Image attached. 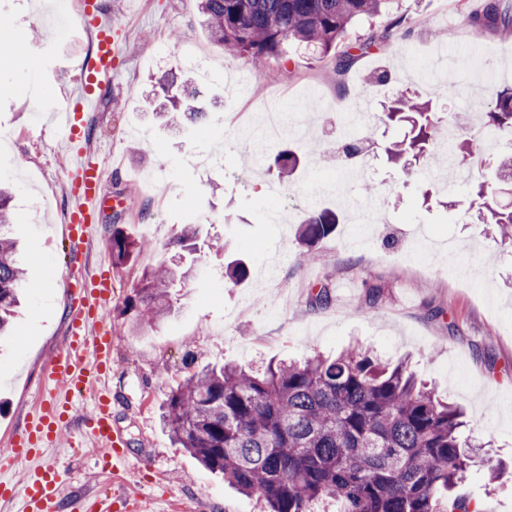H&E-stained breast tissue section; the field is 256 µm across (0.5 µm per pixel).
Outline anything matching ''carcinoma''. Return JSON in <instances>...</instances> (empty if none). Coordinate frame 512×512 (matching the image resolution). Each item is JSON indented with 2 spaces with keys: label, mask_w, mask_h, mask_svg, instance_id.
I'll return each mask as SVG.
<instances>
[{
  "label": "carcinoma",
  "mask_w": 512,
  "mask_h": 512,
  "mask_svg": "<svg viewBox=\"0 0 512 512\" xmlns=\"http://www.w3.org/2000/svg\"><path fill=\"white\" fill-rule=\"evenodd\" d=\"M199 2L202 26L214 44L249 56L261 78L265 60L286 53L290 42L333 56L334 71L343 75L371 46L408 33L398 16L382 32L338 49L356 20L380 14L389 0ZM466 23L479 33L511 34L512 3L483 0ZM156 84L165 96L161 108L169 104L189 122L207 120L209 112L189 106L197 95L190 78L167 72ZM484 115L489 129L512 128V88H494ZM380 120L408 122L415 131L410 140L390 147L396 160L428 150L441 122L428 104L407 96L394 100ZM471 157L465 140L448 153V161L460 167ZM298 164L297 152L288 148L273 158L281 180L293 176ZM11 200L9 189L0 187V336L10 326L25 281ZM474 203L480 219L497 225L501 242L512 246V210L494 208L482 183L475 187ZM338 223L330 209L306 214L299 231L303 258L316 260V245L332 236ZM195 238L193 223H187L167 249L184 252ZM109 246L118 267L154 244L131 238L114 224ZM185 278L173 262L144 271L126 306L132 324L159 325L171 313L172 289ZM161 420L174 447L238 492L256 496L265 512H318L326 500L336 502L337 512H482L480 501L448 492L471 470L491 480L499 475L497 460L462 439L459 408L407 366L391 367L359 347L334 359L316 353L262 372L232 363L198 367L169 392Z\"/></svg>",
  "instance_id": "obj_1"
}]
</instances>
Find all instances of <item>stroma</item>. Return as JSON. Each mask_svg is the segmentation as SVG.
Instances as JSON below:
<instances>
[{"label":"stroma","mask_w":512,"mask_h":512,"mask_svg":"<svg viewBox=\"0 0 512 512\" xmlns=\"http://www.w3.org/2000/svg\"><path fill=\"white\" fill-rule=\"evenodd\" d=\"M475 2L399 0L395 10L409 34L369 50L344 76L313 48L292 45L287 57L269 59L274 79L265 82L248 56L210 41L198 0H98L119 30L122 52L96 90L98 108L82 140L105 172L106 206L74 266L64 224L68 156L48 115L68 104L83 79L84 19L64 16L59 0H0L24 38L18 57L0 58V180L13 191L14 235L26 268L16 334L0 343V450L51 389L46 368L68 326L69 275L105 270L112 278L100 316L112 335L107 386L129 457L119 473L99 471L95 445L77 428L64 430L46 458L67 473L66 499L138 494L149 510L159 500L166 512H258L256 498L172 446L160 425L167 392L197 365L301 362L357 343L385 362L408 363L464 409L463 436L499 457L505 471L494 481L471 472L455 491L478 498L487 512H512V249L500 248L492 227L471 210L466 183L447 165L404 170L374 148L361 161L372 173L364 180L344 175L334 158L338 122L361 99L370 100L372 118L355 127L357 137L371 128L380 141L407 136L408 126L377 122L382 105L406 91L457 115L475 150L512 156V144L488 141L481 110L493 87L512 85V35H473L465 14ZM176 31L181 39H173ZM171 68L193 77L213 114L208 129L158 117L155 79ZM378 69L391 71L392 82L366 86ZM236 85L257 94L233 96ZM265 103L287 112L288 131L246 147L253 129L247 115ZM314 144L321 154L309 153ZM286 146L302 162L282 183L255 156ZM372 201L377 223L348 221L349 205ZM317 208L335 211L339 224L320 244V259L309 263L300 257L298 223ZM116 219L155 250L113 266L108 238ZM188 219L198 231L196 250L183 257L190 278L174 289L162 325L132 328L123 314L128 298L144 269L169 260L165 245ZM232 259L247 264L244 282L225 280ZM324 285L330 302L313 305ZM373 285L382 295L370 309Z\"/></svg>","instance_id":"35a3bbf8"}]
</instances>
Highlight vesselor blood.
<instances>
[{
	"instance_id": "obj_1",
	"label": "vessel or blood",
	"mask_w": 512,
	"mask_h": 512,
	"mask_svg": "<svg viewBox=\"0 0 512 512\" xmlns=\"http://www.w3.org/2000/svg\"><path fill=\"white\" fill-rule=\"evenodd\" d=\"M97 51L84 59L86 74L71 106L57 114L56 124L68 141L82 132L83 118L92 110L93 86L112 74V63L121 53V41L109 22L98 20L95 27ZM76 178L70 197L71 222L67 235L73 245L89 238L105 202L103 172L83 151H75L68 166ZM67 336L63 347L50 360L48 379L56 389L39 409L29 415L23 429L15 432L6 452L0 453V498L18 501L21 512H66L61 495L65 474L44 458L47 447L56 445L63 428L72 421L77 398H93L91 413L84 419V433L99 446L105 464H125V441L112 424V398L105 378L112 360V337L96 330L100 310L112 297L108 274L71 288ZM33 463L26 482L12 483L9 474L20 463Z\"/></svg>"
}]
</instances>
